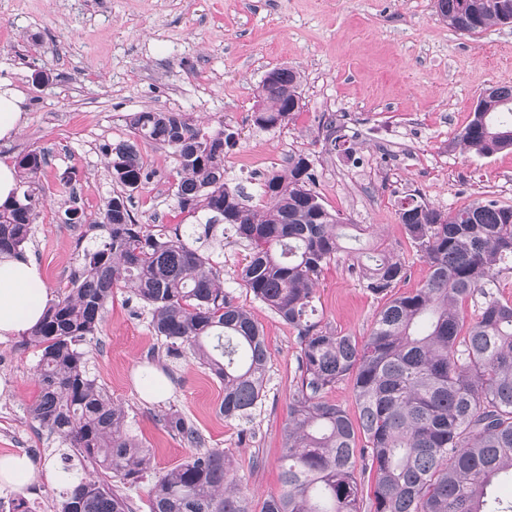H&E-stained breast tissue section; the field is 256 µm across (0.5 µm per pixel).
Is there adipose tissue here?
Instances as JSON below:
<instances>
[{
    "label": "adipose tissue",
    "instance_id": "ef3b65f1",
    "mask_svg": "<svg viewBox=\"0 0 512 512\" xmlns=\"http://www.w3.org/2000/svg\"><path fill=\"white\" fill-rule=\"evenodd\" d=\"M42 269L34 260L23 256L0 257V341L28 334L41 321L48 302ZM47 482L62 481L61 473L40 469L26 454L0 455V489L20 490L36 476Z\"/></svg>",
    "mask_w": 512,
    "mask_h": 512
}]
</instances>
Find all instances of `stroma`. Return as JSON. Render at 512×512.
Listing matches in <instances>:
<instances>
[{
  "mask_svg": "<svg viewBox=\"0 0 512 512\" xmlns=\"http://www.w3.org/2000/svg\"><path fill=\"white\" fill-rule=\"evenodd\" d=\"M288 67L303 75L301 112L281 129L253 126L257 87ZM48 76L36 85L34 74ZM0 79L24 96L25 125L0 141V159L33 150L47 155L38 177L41 203L27 254L51 296L71 286L81 239L95 237L92 219L119 193L105 151L135 137L130 114L171 111L209 128L237 131L224 152L230 186L264 205L260 185L291 153L313 162L315 187L330 210L364 225L370 247L397 250L407 275L395 292L419 288L428 266L405 242L396 211L410 194L452 211L477 200L512 206V149L490 156L464 151L457 135L479 95L512 85V25L470 36L443 23L433 0H0ZM335 117L345 150L332 149L325 121ZM147 180L129 201L142 224H184L176 206L177 162L171 148L139 144ZM75 171L78 224L62 219V173ZM224 289L262 326L265 396L246 421L224 419V387L193 357H166L150 316L130 289L115 288L93 342L80 343L88 368L127 414L129 432L155 448L150 473L128 495L145 508L153 474L173 468L194 447L167 432L159 414L174 409L223 450L241 479L250 512L280 489L282 426L297 376L294 329L238 283L246 243L225 229L209 250ZM362 287L356 260L331 262L316 285L321 327L364 337L384 305ZM38 352L18 337L0 342V455L25 453L60 469L64 445L30 422L37 398ZM164 374L169 391L147 397V369Z\"/></svg>",
  "mask_w": 512,
  "mask_h": 512,
  "instance_id": "stroma-1",
  "label": "stroma"
}]
</instances>
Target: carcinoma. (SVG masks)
<instances>
[{"label":"carcinoma","mask_w":512,"mask_h":512,"mask_svg":"<svg viewBox=\"0 0 512 512\" xmlns=\"http://www.w3.org/2000/svg\"><path fill=\"white\" fill-rule=\"evenodd\" d=\"M448 27L476 35L512 24V0H434ZM302 77L292 68L270 72L258 87L264 111L252 114L261 131L288 125L302 108ZM483 111L457 135L467 151L489 156L512 148V86L492 85ZM135 137L174 150L177 208L194 224H139L123 192L147 178L134 144L106 153L112 196L93 225L105 235L85 247L73 288L58 297L26 336L39 352L38 399L29 418L57 436L82 467L63 468L69 491L59 512H134L117 485H133L150 465L152 449L126 428L127 415L89 373L77 345L98 335L112 288L122 283L144 304L166 356L189 354L224 385L219 411L250 418L266 388L267 349L252 313L224 291L208 254L224 241V225L250 247L241 285L295 329L300 375L282 429L280 491L261 512H512L493 491L512 483V302L498 296L512 275V207L475 201L442 211L424 200L399 206L397 221L410 248L429 266L421 287L389 296L368 336L358 340L322 329L314 320V286L322 269L344 252L349 220L329 210L313 189V163L298 153L268 174L259 209L224 181V145L235 131H208L177 112L129 117ZM41 151L17 162L18 196L0 205V255H19L36 215L35 178ZM361 281L388 296L406 274L394 251L367 252ZM474 309L467 312L466 302ZM350 381L356 418L325 399ZM194 447L195 425L170 410L158 418ZM364 444L357 443L358 438ZM375 475L372 495L362 476ZM240 478L224 451L198 452L160 472L149 491L150 512H249Z\"/></svg>","instance_id":"obj_1"}]
</instances>
